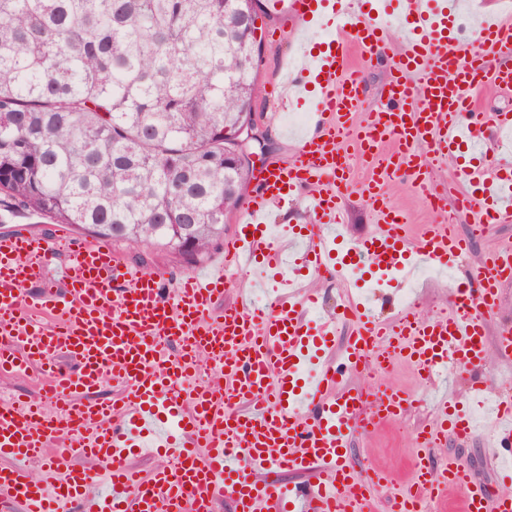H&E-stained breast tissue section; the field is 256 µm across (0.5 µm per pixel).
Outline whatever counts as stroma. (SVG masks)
Returning a JSON list of instances; mask_svg holds the SVG:
<instances>
[{
	"mask_svg": "<svg viewBox=\"0 0 512 512\" xmlns=\"http://www.w3.org/2000/svg\"><path fill=\"white\" fill-rule=\"evenodd\" d=\"M257 13L256 36L262 42V53L258 62L261 93L255 101V110L259 115L258 128L266 132L270 140L269 149L260 154L259 161L263 164L285 162L294 154L300 134L289 129L281 117L288 112L309 110L310 105L279 95L281 65L293 48L288 36L291 27L288 18L270 12L263 4L259 5ZM387 198L405 213L408 234H417L422 225L432 223L433 213L429 205L414 192L409 181L393 179L388 186ZM116 249L129 265L147 272H164L178 277L194 270L193 265L147 247L131 248L120 243ZM384 379L390 385L407 391L413 404L398 420L371 429L369 433L354 435L350 441V455L355 462L372 464L392 475V486L375 492L373 512H391L392 495L406 488L412 463L420 453L419 448L413 445L415 433L431 423L433 415L430 394L434 386L423 380L412 365L397 361ZM453 453L468 458L476 477L486 485L490 494L501 492L499 474L486 469L481 461L480 440L463 445L451 441L446 447L432 449L431 456L440 461Z\"/></svg>",
	"mask_w": 512,
	"mask_h": 512,
	"instance_id": "obj_1",
	"label": "stroma"
}]
</instances>
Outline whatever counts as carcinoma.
<instances>
[{
  "label": "carcinoma",
  "mask_w": 512,
  "mask_h": 512,
  "mask_svg": "<svg viewBox=\"0 0 512 512\" xmlns=\"http://www.w3.org/2000/svg\"><path fill=\"white\" fill-rule=\"evenodd\" d=\"M257 0H0V196L197 263L247 191Z\"/></svg>",
  "instance_id": "obj_1"
}]
</instances>
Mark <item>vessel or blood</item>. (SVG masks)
Wrapping results in <instances>:
<instances>
[{
  "label": "vessel or blood",
  "instance_id": "b4317fda",
  "mask_svg": "<svg viewBox=\"0 0 512 512\" xmlns=\"http://www.w3.org/2000/svg\"><path fill=\"white\" fill-rule=\"evenodd\" d=\"M268 8L298 25L330 26L318 51L301 46L282 85L284 94L308 91L317 129L293 158L261 167V191L224 247L216 266L170 287L165 274L128 266L111 245L46 238L30 229L0 235V373L37 370L55 408L36 401H0V510L23 512H215L230 499L234 512H366L373 492L388 483L380 470L347 462L353 435L403 416L412 401L395 387L373 394L341 384L346 372L391 371L400 359L418 371L447 365L474 369L491 350L512 356V324L488 340L486 319L512 280V247L488 255L473 284L454 289L446 316L422 318L415 309L398 321H378L362 305L337 319L306 314L311 293L290 290L260 312L241 292L223 312L227 274L247 270L256 287L282 284L297 266L324 277L336 273V233L349 190L350 158L369 173L362 185L377 222L354 243V258L371 272L411 275L417 262L455 269L470 247L448 221L447 208L408 245L404 214L387 202V183L409 178L421 196L438 187L422 171L423 153L455 162L465 192L454 208L479 213L486 224L512 221V171L483 168L490 133L512 131V114L480 108L470 90L512 87V21L487 15L476 36L452 26L460 0H268ZM396 29L401 47L387 51ZM355 46L361 64L351 66ZM388 60L387 99L358 116L367 63ZM355 145L348 153L347 145ZM315 187L312 221L283 231L287 248L273 246L282 207L299 188ZM66 254L62 288L44 287L35 313L21 307L25 289L48 259ZM349 325L341 351L332 337ZM212 382L194 385L198 361ZM121 397L94 398L105 382ZM473 421L456 398L414 437L416 447L466 443ZM494 457L512 459V413L499 419ZM52 455L42 476L26 461ZM163 455L162 466L141 472L135 456ZM86 466L72 464V457ZM281 471L305 474L287 484ZM459 512H512V496L490 498L471 465L449 458L414 460L408 490L392 512H446L449 490Z\"/></svg>",
  "mask_w": 512,
  "mask_h": 512
}]
</instances>
